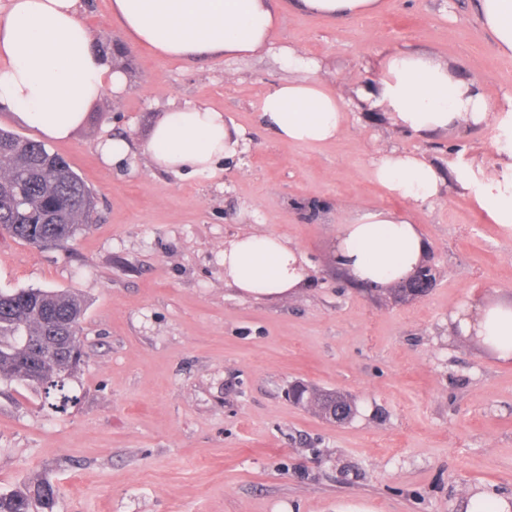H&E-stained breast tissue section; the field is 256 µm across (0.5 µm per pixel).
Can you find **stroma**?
Returning <instances> with one entry per match:
<instances>
[{
	"label": "stroma",
	"mask_w": 512,
	"mask_h": 512,
	"mask_svg": "<svg viewBox=\"0 0 512 512\" xmlns=\"http://www.w3.org/2000/svg\"><path fill=\"white\" fill-rule=\"evenodd\" d=\"M379 13L331 23L284 13L254 55L183 60L131 43L111 0H83L95 46L128 75L75 136L53 144L95 195L92 224L65 248L0 234V290L51 288L85 303L81 369L54 410L41 392L0 382V493L46 481L53 512H463L473 490L512 502V365L457 336L463 304L512 299V224L478 202L488 176L512 179V56L476 0H382ZM319 64L343 98V133L286 144L258 106L300 77L289 50ZM428 54L477 81L494 113L429 136L359 106L379 60ZM203 104L247 137L214 173L179 176L105 164L100 136L146 142L163 112ZM439 167V200L413 204L372 174L388 150ZM418 224L436 283L422 298L357 282L336 262V228L354 206ZM288 236L308 284L253 298L224 282V243ZM353 404L330 424L288 397L293 383Z\"/></svg>",
	"instance_id": "obj_1"
}]
</instances>
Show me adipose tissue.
Instances as JSON below:
<instances>
[{
    "label": "adipose tissue",
    "instance_id": "ef3b65f1",
    "mask_svg": "<svg viewBox=\"0 0 512 512\" xmlns=\"http://www.w3.org/2000/svg\"><path fill=\"white\" fill-rule=\"evenodd\" d=\"M382 0H112V17L131 42L179 59L239 57L266 46L283 10L334 20L378 12ZM82 0H9L0 19V108L13 112L44 139L66 141L104 95L121 98L128 78L93 46L81 19ZM484 26L501 52L512 54V0H478ZM360 101L382 104L403 129L419 135L488 122L481 86L419 53H395L379 63V77L358 90ZM264 123L283 143L315 145L343 131L341 97L309 76L277 84L260 104ZM244 132L205 106L164 112L145 145L125 136L102 139L105 163L147 154L158 169L206 174L244 153ZM387 192L414 204L437 201L443 178L425 156L390 150L373 164ZM337 263L359 283L388 289L426 261L427 244L410 220L383 208L354 207L336 232ZM306 257L288 238L250 232L224 244V281L245 295L293 293L305 278ZM452 321L498 361L512 362V301L458 308Z\"/></svg>",
    "mask_w": 512,
    "mask_h": 512
}]
</instances>
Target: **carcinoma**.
Segmentation results:
<instances>
[{
  "instance_id": "carcinoma-1",
  "label": "carcinoma",
  "mask_w": 512,
  "mask_h": 512,
  "mask_svg": "<svg viewBox=\"0 0 512 512\" xmlns=\"http://www.w3.org/2000/svg\"><path fill=\"white\" fill-rule=\"evenodd\" d=\"M93 215L91 190L62 156L40 141L0 128V227L10 237L37 247H65L92 223ZM83 315L82 302L68 292L0 290V380L41 389L48 406H54L50 398L65 390L62 376L72 375L82 362L78 336ZM25 336L52 347L31 367L23 363ZM309 394L317 397L319 407L335 402L353 415L351 403L340 394L303 384L291 390L296 404ZM54 496L45 482L24 483L0 493V512H31L35 506L49 510Z\"/></svg>"
}]
</instances>
